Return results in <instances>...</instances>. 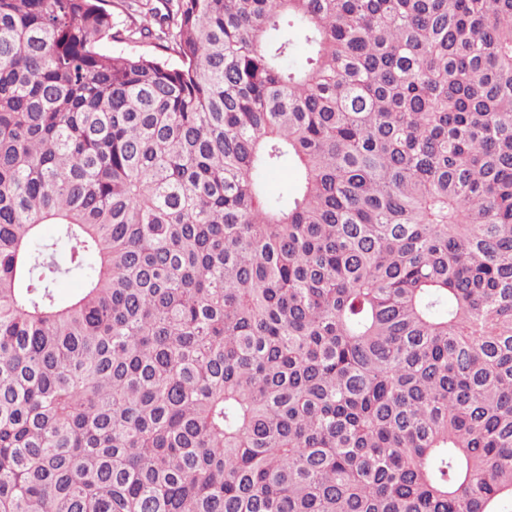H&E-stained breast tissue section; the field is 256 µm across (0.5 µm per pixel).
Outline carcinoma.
<instances>
[{
	"label": "carcinoma",
	"mask_w": 512,
	"mask_h": 512,
	"mask_svg": "<svg viewBox=\"0 0 512 512\" xmlns=\"http://www.w3.org/2000/svg\"><path fill=\"white\" fill-rule=\"evenodd\" d=\"M163 2L0 0V512H508L512 0ZM99 50L102 53L108 55L117 54H149V55H160L168 57L171 62H175L176 59L172 56L160 53L159 48H155L154 44L151 43H128L122 41H116L111 39H105L98 45Z\"/></svg>",
	"instance_id": "obj_1"
}]
</instances>
